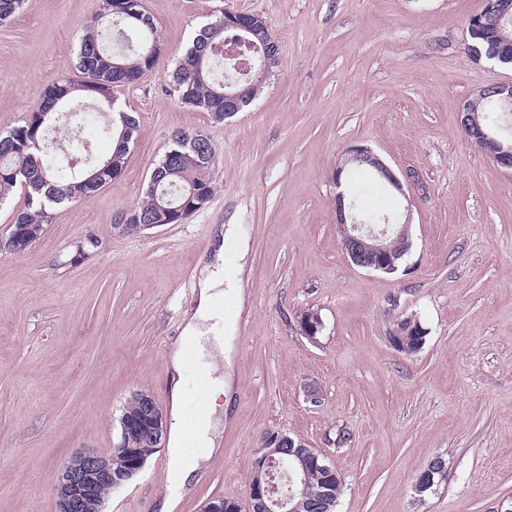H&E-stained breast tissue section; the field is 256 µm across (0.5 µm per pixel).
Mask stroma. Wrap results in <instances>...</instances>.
Returning <instances> with one entry per match:
<instances>
[{
	"label": "stroma",
	"instance_id": "35a3bbf8",
	"mask_svg": "<svg viewBox=\"0 0 512 512\" xmlns=\"http://www.w3.org/2000/svg\"><path fill=\"white\" fill-rule=\"evenodd\" d=\"M160 40L152 70L116 97L140 123L125 167L53 212L23 253L0 255V512H54V477L76 451L120 441L121 410L150 393L169 410L168 354L216 225L238 265L224 293V429L175 512L246 502L266 432L314 448L341 475L337 512H512V172L470 143L459 110L512 68L468 54L482 0H143ZM102 0H26L0 24V131L74 77ZM230 9L266 18L279 61L262 94L219 121L182 103L170 75L195 33ZM216 147L215 193L184 223L135 237L118 217L179 131ZM370 147L407 195L354 169L348 194L412 210L393 274L346 256L333 175ZM323 328L311 341L304 312ZM427 331L413 354L396 319ZM320 394L311 403L310 390ZM446 473L417 498L434 456ZM166 449L102 512H154Z\"/></svg>",
	"mask_w": 512,
	"mask_h": 512
}]
</instances>
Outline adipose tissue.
<instances>
[{
  "mask_svg": "<svg viewBox=\"0 0 512 512\" xmlns=\"http://www.w3.org/2000/svg\"><path fill=\"white\" fill-rule=\"evenodd\" d=\"M224 265V240L219 237L200 272L196 307L192 314L186 315L182 334L169 352L172 425L165 478L167 493L156 504L158 512H173L179 492L189 486L216 450L214 434L224 412V379L208 377L204 405L190 423L185 417L183 369L187 354H194L200 360L205 358V340L218 345L223 342L224 311L217 301L223 295Z\"/></svg>",
  "mask_w": 512,
  "mask_h": 512,
  "instance_id": "adipose-tissue-1",
  "label": "adipose tissue"
}]
</instances>
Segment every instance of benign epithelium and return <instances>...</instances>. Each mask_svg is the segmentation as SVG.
<instances>
[{
  "label": "benign epithelium",
  "mask_w": 512,
  "mask_h": 512,
  "mask_svg": "<svg viewBox=\"0 0 512 512\" xmlns=\"http://www.w3.org/2000/svg\"><path fill=\"white\" fill-rule=\"evenodd\" d=\"M512 14V0H483L482 8L471 15L467 28L482 27L491 34L494 50L484 54L481 51L471 52V57L480 61L486 59L498 64L512 63V23L508 21ZM258 16L237 11H224V26L247 33L253 32V26ZM278 64V54L267 52L260 66L253 72L252 80L264 82L272 73V68ZM494 94L498 99L509 102L512 100V83H499L483 87L475 91L464 101L460 109L462 128L472 144L487 155L500 169L512 170V144L501 141L485 127L477 112V104L488 95ZM250 102L248 87L239 86L234 89H224V118H231ZM347 159L366 161L372 165L378 179L388 186L406 195L404 184L414 180V173H404L399 178L371 148L356 145L348 150ZM411 218L409 212H404V220L395 228L389 224L384 226L365 225L357 223L351 210L347 209L344 193L337 194L336 227L341 237L342 249L353 264L358 267L394 273L398 270L399 255L392 253L388 246L390 232L398 233L403 251L410 249L409 229ZM25 250L22 225H15L12 236L4 253L17 255ZM300 331L310 340H316L321 331L322 321L318 314L309 312L299 319ZM426 329L420 323L410 325L406 329L397 328L394 331L393 346L397 350L404 349L405 338L421 336ZM138 408L133 413H125L121 418V437L141 430L152 432L158 445H163L167 433V424L163 411L156 400L146 392L136 393ZM280 456L272 454L257 458L254 468L261 480L248 489L247 512H293L291 506L293 496L275 497L274 485L269 482V476L274 472L288 469L296 475L298 468H307L319 461V454L298 452L306 447L305 442L280 435L274 440ZM122 451L114 449L104 453L95 449H87L72 454L58 471L55 479L56 510L55 512H85L86 501L98 492L102 486L114 490L137 475L144 467L146 458L137 449L126 448L118 444ZM444 472V462L441 457L433 458L427 468L416 477L413 490L417 495H423L433 489L437 482L434 475Z\"/></svg>",
  "instance_id": "7a95c632"
}]
</instances>
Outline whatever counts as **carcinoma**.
I'll use <instances>...</instances> for the list:
<instances>
[{"mask_svg":"<svg viewBox=\"0 0 512 512\" xmlns=\"http://www.w3.org/2000/svg\"><path fill=\"white\" fill-rule=\"evenodd\" d=\"M238 34L234 29L224 27V17L217 16L207 24L187 47L172 75L173 93L185 104L207 112L214 118L224 111V84L246 85L249 75L238 71L240 59L224 56L220 48L224 41ZM159 40L153 19L147 12L133 13L121 18L98 15L93 24L86 27L80 41L77 63L79 79L67 80L56 87L59 92L69 88L77 89L76 95L68 98H81V86L86 82H104L121 87L132 84L150 71L156 61ZM53 96L41 100L34 112L45 113L47 124L37 134L38 147L25 138L21 126L0 132V169L16 172L15 178L0 179V202L19 190L24 196V207L18 210L13 219L15 224L27 228L29 241L40 239L44 225L51 222V209L55 205L86 198L99 189L88 181L91 172L99 170L112 158L119 161L127 157L125 141L134 140L139 135V124L122 126L119 114L114 112L115 122L106 124L101 135L114 141L111 155L105 158L89 157L87 167L77 170L70 166L67 152L57 143V128L60 126L59 113L52 109ZM479 111L488 116V122L499 130V137L512 139V123L504 120L512 116V108L505 111L497 102V97H488ZM209 158L188 163L177 157H163L157 164L159 183L152 190L145 188L142 200L136 207L138 221H127L123 235L137 236L144 231L143 225L156 222L160 214L157 204L160 199L179 206L184 202L181 195L184 186H199L208 194L214 193L212 170L216 148L207 143ZM350 202L360 219L366 224L381 225L385 219L394 218L365 207L356 197ZM309 496H319L323 500L321 512H334L336 503L343 492V483L336 469L313 466L306 476Z\"/></svg>","mask_w":512,"mask_h":512,"instance_id":"cac0c4a2","label":"carcinoma"}]
</instances>
